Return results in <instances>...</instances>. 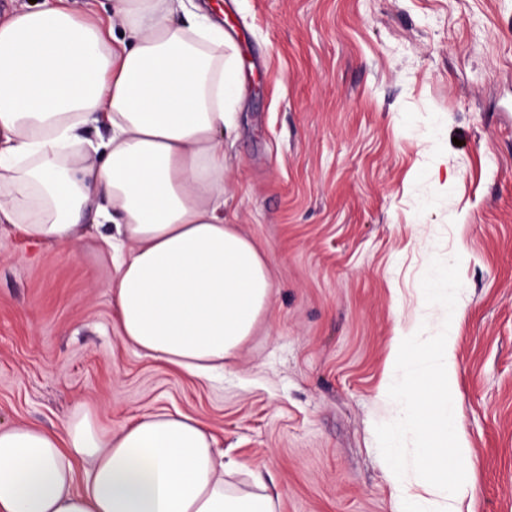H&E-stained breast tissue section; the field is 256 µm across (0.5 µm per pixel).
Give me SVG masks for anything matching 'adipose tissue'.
<instances>
[{"instance_id": "obj_1", "label": "adipose tissue", "mask_w": 512, "mask_h": 512, "mask_svg": "<svg viewBox=\"0 0 512 512\" xmlns=\"http://www.w3.org/2000/svg\"><path fill=\"white\" fill-rule=\"evenodd\" d=\"M120 28L67 0L0 19V223L75 249L88 214L120 338L201 379L251 336L273 287L224 215V138L234 132L235 55L185 0H114ZM90 123L109 135L85 141ZM229 464L195 418L160 408L62 433L0 426V512H276L224 482Z\"/></svg>"}]
</instances>
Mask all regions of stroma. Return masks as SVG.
I'll return each instance as SVG.
<instances>
[{
	"instance_id": "1",
	"label": "stroma",
	"mask_w": 512,
	"mask_h": 512,
	"mask_svg": "<svg viewBox=\"0 0 512 512\" xmlns=\"http://www.w3.org/2000/svg\"><path fill=\"white\" fill-rule=\"evenodd\" d=\"M236 49L224 208L274 287L210 382L126 345L89 230L77 253L0 223V425L195 417L277 512H399L376 425L399 334L440 331L433 257H460L450 389L471 490L512 512V0H193Z\"/></svg>"
}]
</instances>
